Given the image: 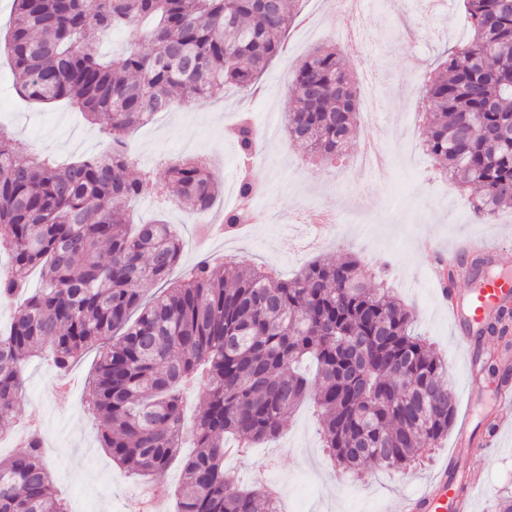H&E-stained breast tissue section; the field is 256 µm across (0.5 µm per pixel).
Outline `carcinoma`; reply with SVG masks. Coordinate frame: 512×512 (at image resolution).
<instances>
[{
    "label": "carcinoma",
    "mask_w": 512,
    "mask_h": 512,
    "mask_svg": "<svg viewBox=\"0 0 512 512\" xmlns=\"http://www.w3.org/2000/svg\"><path fill=\"white\" fill-rule=\"evenodd\" d=\"M300 0H13L5 37L20 96L64 101L105 139L101 154L66 167L22 154L0 132V301L14 305L0 329V436L21 410L23 373L49 356L58 376L96 346L100 358L90 407L102 448L119 467L163 473L189 438L177 512H276L258 485L242 490L224 469L227 436L244 448L277 440L311 398L322 448L343 470L371 464L408 468L448 436L456 398L448 365L414 333L413 314L386 279L371 281L348 257L316 260L291 279L262 266L207 260L153 299L182 255L163 220L130 230L125 207L162 192L153 172L128 173L126 144L110 134L144 124L174 105L193 106L226 85L255 90L267 64L286 51ZM471 42L448 52L424 79L421 147L436 173L475 185L473 213L486 220L512 205V8L504 0H462ZM129 31L109 62L91 45ZM359 82L336 45L309 50L291 75L288 139L311 157H343L359 112ZM243 167L260 148L244 118L233 130ZM261 183L239 179L240 205L224 231L244 223ZM169 200L208 209L220 191L193 157L167 169ZM39 269L42 288L27 289ZM512 308L490 333L504 336ZM200 390L207 406L182 422V394ZM0 512H68L54 490L39 430L24 450L0 458Z\"/></svg>",
    "instance_id": "carcinoma-1"
}]
</instances>
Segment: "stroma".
<instances>
[{"label": "stroma", "instance_id": "1", "mask_svg": "<svg viewBox=\"0 0 512 512\" xmlns=\"http://www.w3.org/2000/svg\"><path fill=\"white\" fill-rule=\"evenodd\" d=\"M422 2L372 0L358 14L355 24L361 37L338 41L337 46L353 70L368 66L377 72L380 116L371 123L358 122L343 160L332 165H311L305 147L283 135L268 145L257 202L280 221L251 224L245 235L225 236L224 259L274 267L290 277L311 261L353 255L366 273L385 271L394 295L413 310L417 332L446 360L457 394L456 416L469 418L472 436L460 443L456 430H449L424 463L395 473L370 467L357 478L326 461L313 410L303 404L275 447L246 449L234 466L244 484L280 482L283 512H391L449 455L454 458L457 481L477 488L472 512H493L495 491L512 489V401H501L496 381L488 378L480 398L468 403L465 387L478 356L465 354L455 338L453 322L430 275L428 252L430 240L451 246L467 237H491L512 250V208L489 221L475 219L471 192L454 182H441L419 149L422 121L410 111L417 89L445 50L470 39L459 0H435L429 8ZM336 5L337 0H302V21L288 30L286 51L266 66L257 96L227 86L194 107L159 113L153 124L125 133L136 166L152 171L158 180H165L174 159L202 157L221 184L216 202L204 212L170 208L163 195L130 206L131 223L159 216L177 225L182 258L171 279H180L186 267L201 259L196 246L199 225L216 223L235 204L240 163L227 128L246 113L260 126L269 112H286L289 78L315 42L312 23L335 13ZM12 83L11 60L1 48L0 130L14 138L20 152H38L66 163L101 151L103 138L82 112L65 103L24 101ZM401 140L412 155V165L395 164L389 182L371 183L359 165L366 142L391 151ZM304 207L339 212L342 222L334 241L310 249L290 232L291 217ZM98 358V350L93 349L74 365L70 375L76 383L62 396L55 389V371L47 362L33 359L26 371L17 434L0 441V457L19 452L30 423L40 424L46 460L68 512H126L142 483L113 465L100 445L98 423L85 404V381ZM491 422L496 425L492 432L487 429Z\"/></svg>", "mask_w": 512, "mask_h": 512}]
</instances>
